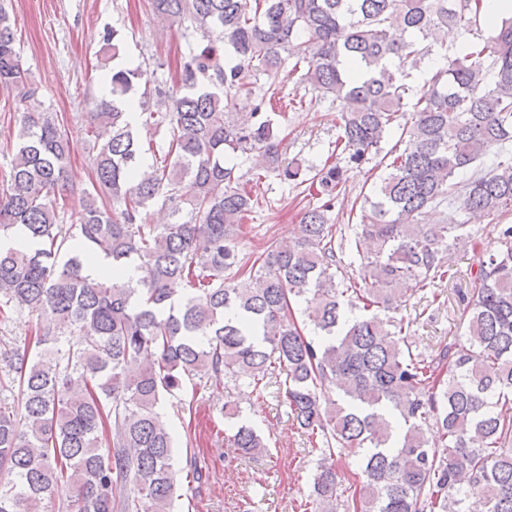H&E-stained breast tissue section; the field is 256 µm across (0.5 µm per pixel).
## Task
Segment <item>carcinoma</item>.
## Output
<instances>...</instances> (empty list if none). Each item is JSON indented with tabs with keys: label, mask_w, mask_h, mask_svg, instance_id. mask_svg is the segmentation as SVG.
Wrapping results in <instances>:
<instances>
[{
	"label": "carcinoma",
	"mask_w": 512,
	"mask_h": 512,
	"mask_svg": "<svg viewBox=\"0 0 512 512\" xmlns=\"http://www.w3.org/2000/svg\"><path fill=\"white\" fill-rule=\"evenodd\" d=\"M156 17L200 50L180 64L179 91L135 97L139 68H107L117 33L100 49L112 98L94 102L86 126L90 187L68 169V123L42 109L16 49L17 21L0 6V86L23 108L15 145L0 152L9 181L0 192V235L21 226L33 247H0V317L36 316L32 341L0 358V512H174L178 470L158 407L183 382L244 376L263 394L275 372L310 448L320 453L308 512H463L480 494L489 512H512V224L478 262L461 314L469 347L452 340L412 352L397 310L417 291L452 281L454 247L466 224H421L444 201L473 214L512 212V157L490 171L488 151L512 145V15L489 37L448 59V30L467 34L483 0H150ZM232 48L221 63L212 35ZM435 55L443 65L420 89L410 72ZM323 98L343 103L334 152L360 166L393 130L404 149L364 196L353 235H336L328 212L347 168L308 169L282 159L267 106L289 62ZM269 86L254 110L230 111ZM167 126V147H143L128 120ZM154 157L143 167L145 156ZM254 173L314 191L301 236L244 258L239 237L259 204L239 159ZM474 169L463 183L460 173ZM78 200L81 223L63 224L57 200ZM168 211L147 222L149 207ZM101 252L112 271L140 261L132 285L82 273L73 247ZM360 259L339 275L336 250ZM67 259L58 261L60 253ZM181 283L184 288L171 287ZM356 286L363 314L341 298ZM302 302L301 316L294 304ZM78 340L68 346L65 338ZM438 438L428 441L427 430ZM247 454L267 443L249 425H229ZM360 448L353 491L337 492L333 456ZM257 81L253 85V93L249 95H239L230 105L232 112H250L256 104V96L261 94L268 86L269 80L262 72L256 73Z\"/></svg>",
	"instance_id": "cac0c4a2"
}]
</instances>
